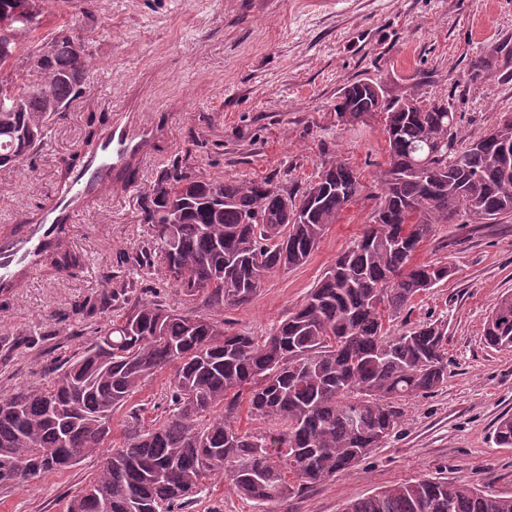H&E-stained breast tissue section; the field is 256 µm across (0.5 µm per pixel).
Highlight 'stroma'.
I'll return each mask as SVG.
<instances>
[{"label": "stroma", "instance_id": "1", "mask_svg": "<svg viewBox=\"0 0 512 512\" xmlns=\"http://www.w3.org/2000/svg\"><path fill=\"white\" fill-rule=\"evenodd\" d=\"M23 53L71 26L89 61L78 97L53 118L24 165L0 170V226L47 205L61 157L78 151L88 115L110 111L136 89L165 130L160 151L137 169L132 188L83 213L72 249L85 264L72 276L40 272L0 294V395L49 381L56 362L83 351L110 314L79 309L106 286L120 288L125 253L151 250L141 206L156 174L185 159L205 179L274 178L303 190L339 159L364 191L329 225L309 260L269 277L252 302L225 311L233 330L264 336L301 305L326 269L362 235L388 168L380 117L347 125L334 107L345 85L378 84L390 97L417 94L449 103L465 138L512 112V69L472 82L471 61L512 42V0H39ZM417 261L451 268L448 281L417 296L391 324L442 325L448 379L399 402L402 418L358 464L293 494L277 512H343L349 501L393 485L442 477L512 496V448L493 439L512 414V349L488 346L483 324L512 294V218L436 225ZM100 452L23 488L0 489V512H66L96 473ZM192 512H256L228 478L210 481Z\"/></svg>", "mask_w": 512, "mask_h": 512}]
</instances>
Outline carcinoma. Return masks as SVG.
I'll list each match as a JSON object with an SVG mask.
<instances>
[{"label": "carcinoma", "mask_w": 512, "mask_h": 512, "mask_svg": "<svg viewBox=\"0 0 512 512\" xmlns=\"http://www.w3.org/2000/svg\"><path fill=\"white\" fill-rule=\"evenodd\" d=\"M38 0H0V169L32 156L47 122L66 111L84 83L87 62L63 30L28 63L16 53ZM512 60L504 41L474 59L470 80ZM339 119L384 121L389 168L381 203L360 239L341 253L305 301L260 339L233 332L222 318L138 302L44 384L0 395V488H21L20 466L40 476L108 448L103 466L67 512H185L206 482L229 476L261 512L367 458L401 419L398 401L428 393L448 377L445 333L422 321L392 335L387 324L415 297L448 280L445 264L415 261L436 224L460 211L512 217V113L484 135L458 138L456 113L415 97L385 98L369 82L337 96ZM358 172L332 162L299 193L271 180L199 179L181 161L157 176L143 207L165 284L190 301L204 293L219 310L249 303L273 273L305 264L327 227L362 191ZM307 206L300 223L281 198ZM175 244L162 255V227ZM84 264L69 248L47 263L59 274ZM487 344L512 349V295L483 327ZM171 368L166 407L147 429L135 396ZM247 400L253 421L276 419L278 436L232 425ZM128 407L122 444L101 421ZM494 438L512 447V416ZM290 473L294 481L286 480ZM345 512H512V496L491 499L469 483L421 479L353 500Z\"/></svg>", "instance_id": "1"}]
</instances>
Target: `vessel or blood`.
Listing matches in <instances>:
<instances>
[{
    "label": "vessel or blood",
    "instance_id": "vessel-or-blood-1",
    "mask_svg": "<svg viewBox=\"0 0 512 512\" xmlns=\"http://www.w3.org/2000/svg\"><path fill=\"white\" fill-rule=\"evenodd\" d=\"M161 131L144 115L141 100L128 98L112 108L110 122L94 145L83 151V163L66 186L28 223L0 228V286L31 282L47 258L69 239L77 218L122 185L128 171L149 158Z\"/></svg>",
    "mask_w": 512,
    "mask_h": 512
}]
</instances>
